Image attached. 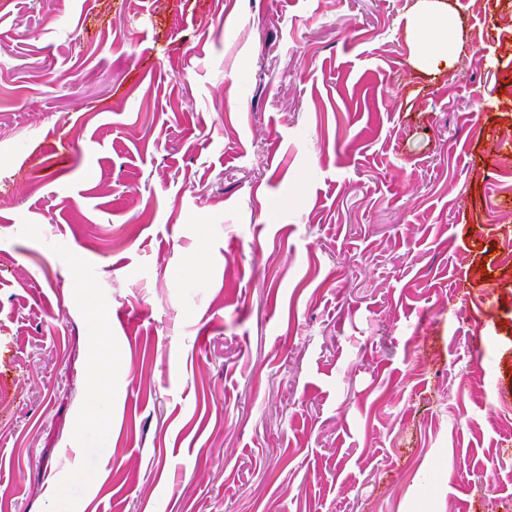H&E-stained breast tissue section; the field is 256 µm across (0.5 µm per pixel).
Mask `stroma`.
I'll return each instance as SVG.
<instances>
[{
  "label": "stroma",
  "mask_w": 512,
  "mask_h": 512,
  "mask_svg": "<svg viewBox=\"0 0 512 512\" xmlns=\"http://www.w3.org/2000/svg\"><path fill=\"white\" fill-rule=\"evenodd\" d=\"M444 2L433 75L418 0H0V512H512V0ZM435 1L439 0H419L420 6L406 27L416 64L421 70L453 63L457 21L453 14L442 9Z\"/></svg>",
  "instance_id": "35a3bbf8"
}]
</instances>
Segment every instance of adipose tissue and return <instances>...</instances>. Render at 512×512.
I'll list each match as a JSON object with an SVG mask.
<instances>
[{"label":"adipose tissue","instance_id":"adipose-tissue-1","mask_svg":"<svg viewBox=\"0 0 512 512\" xmlns=\"http://www.w3.org/2000/svg\"><path fill=\"white\" fill-rule=\"evenodd\" d=\"M419 3L406 27L417 66L432 70L443 64L451 65L457 35L455 16L442 9L436 0H419Z\"/></svg>","mask_w":512,"mask_h":512}]
</instances>
